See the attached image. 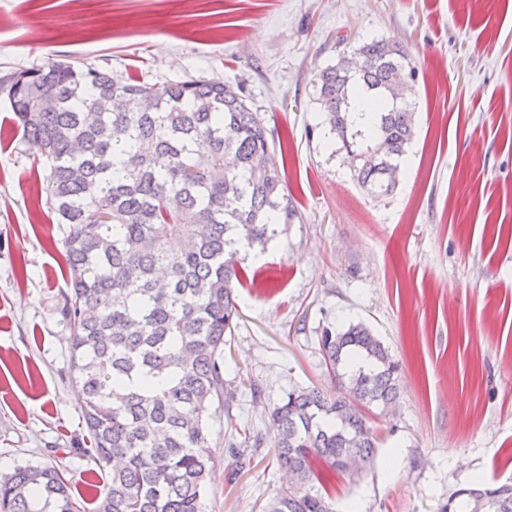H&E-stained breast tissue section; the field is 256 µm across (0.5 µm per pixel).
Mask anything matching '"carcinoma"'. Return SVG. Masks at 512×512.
Instances as JSON below:
<instances>
[{"label":"carcinoma","mask_w":512,"mask_h":512,"mask_svg":"<svg viewBox=\"0 0 512 512\" xmlns=\"http://www.w3.org/2000/svg\"><path fill=\"white\" fill-rule=\"evenodd\" d=\"M414 68L387 38L364 39L314 76L318 130L377 196L398 186L416 134L405 89ZM24 139L48 163L43 191L71 288L59 307L72 332L70 372L91 447L112 469L95 512H203L213 470L211 419L237 401L224 379L225 336L249 283L241 250L265 246L295 210L260 112L220 79L162 87L52 64L0 76ZM319 345L339 392L289 390L271 417L288 474L266 512H335L316 461L369 466L379 437L366 411L389 413L399 363L363 322L325 329ZM261 436L228 441L238 469ZM0 512H80L62 473L28 464L0 478ZM442 512H512V487L454 493Z\"/></svg>","instance_id":"cac0c4a2"}]
</instances>
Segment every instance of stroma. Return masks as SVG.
<instances>
[{
  "mask_svg": "<svg viewBox=\"0 0 512 512\" xmlns=\"http://www.w3.org/2000/svg\"><path fill=\"white\" fill-rule=\"evenodd\" d=\"M343 35L396 40L415 68L416 135L389 197L314 131V74ZM56 62L160 86L223 79L280 142L296 217L246 256L256 281L224 345L238 403L211 421L203 512H265L285 480L271 410L290 389H334L318 339L352 321L399 362L400 395L371 420V467L329 474L337 512H441L458 489L512 481V0H0V73ZM45 171L0 103V476L55 465L93 512L106 474L81 453L66 227ZM235 427L264 437L241 471Z\"/></svg>",
  "mask_w": 512,
  "mask_h": 512,
  "instance_id": "stroma-1",
  "label": "stroma"
}]
</instances>
